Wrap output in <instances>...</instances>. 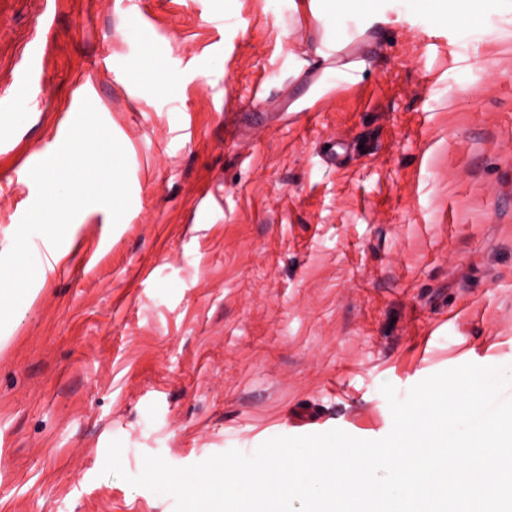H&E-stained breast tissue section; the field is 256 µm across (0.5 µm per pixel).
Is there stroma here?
<instances>
[{
  "instance_id": "obj_1",
  "label": "stroma",
  "mask_w": 512,
  "mask_h": 512,
  "mask_svg": "<svg viewBox=\"0 0 512 512\" xmlns=\"http://www.w3.org/2000/svg\"><path fill=\"white\" fill-rule=\"evenodd\" d=\"M468 9L0 0V254L83 99L131 191L121 224L77 215L4 330L0 512H174L129 484L145 455L377 440L383 383L512 366V0ZM363 3L361 0H309L310 11L318 19L353 13L362 9Z\"/></svg>"
}]
</instances>
